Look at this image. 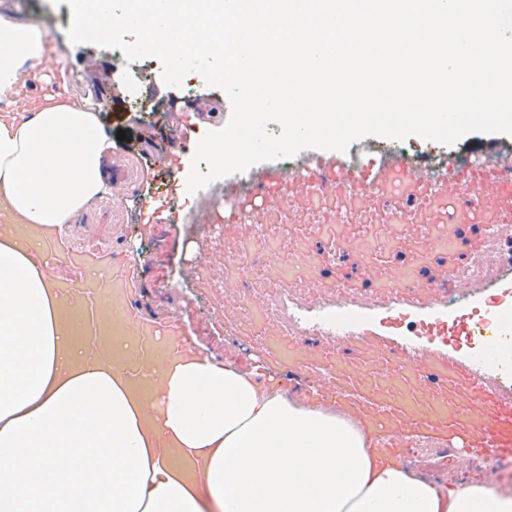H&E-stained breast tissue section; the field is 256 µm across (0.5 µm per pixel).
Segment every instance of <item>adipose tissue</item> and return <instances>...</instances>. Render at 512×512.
<instances>
[{
  "label": "adipose tissue",
  "instance_id": "obj_1",
  "mask_svg": "<svg viewBox=\"0 0 512 512\" xmlns=\"http://www.w3.org/2000/svg\"><path fill=\"white\" fill-rule=\"evenodd\" d=\"M51 39L0 13V512H512V488L454 486L378 453L334 406L185 342L136 394L124 365L79 349L40 252L111 192L112 133L56 93L9 109Z\"/></svg>",
  "mask_w": 512,
  "mask_h": 512
}]
</instances>
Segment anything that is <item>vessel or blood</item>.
<instances>
[{"instance_id": "1", "label": "vessel or blood", "mask_w": 512, "mask_h": 512, "mask_svg": "<svg viewBox=\"0 0 512 512\" xmlns=\"http://www.w3.org/2000/svg\"><path fill=\"white\" fill-rule=\"evenodd\" d=\"M330 177L336 187V215H370L372 223L388 228L389 236L377 244L337 239L350 249L373 276L371 306L435 308L434 287L419 283L416 266L391 268L387 257L393 247L409 242V232L423 228V249L453 250L454 225L477 222L490 226L512 222V185L492 177H473L449 169L450 189H436L421 168L403 157H389L376 171L353 168L341 159L325 160L323 166L305 167L299 179L279 169L260 167L255 181L266 187L263 213L272 203L288 210H313L319 201L316 186ZM320 257L308 249L289 253L269 250L265 273L270 284L281 287L303 280L313 298L344 303L360 298L356 284L342 279L327 282L319 272ZM249 265V255L238 250L224 257V289L233 291L238 276ZM461 295L475 294L492 276L484 279L445 271ZM94 286L97 303L91 318L80 330L113 349L137 345L141 354L158 349L176 357L178 345L160 323L133 316L126 309L130 285L121 272L94 283L62 284L65 295ZM246 314L244 335H265L261 349L275 363L296 371L317 374L321 398L334 399L358 426L372 432L380 452L403 460L407 442L419 433L436 436L441 445L461 459L512 457V394L495 379L486 377L476 363L458 361L445 352L426 349L416 355L391 340L364 331L336 336L325 346L311 347L298 332L263 302L241 300Z\"/></svg>"}]
</instances>
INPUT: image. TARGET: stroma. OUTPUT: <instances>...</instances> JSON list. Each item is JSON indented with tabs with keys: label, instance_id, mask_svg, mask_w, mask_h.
Masks as SVG:
<instances>
[{
	"label": "stroma",
	"instance_id": "1",
	"mask_svg": "<svg viewBox=\"0 0 512 512\" xmlns=\"http://www.w3.org/2000/svg\"><path fill=\"white\" fill-rule=\"evenodd\" d=\"M19 17L48 28L56 54L66 57L65 71L52 68L39 82L24 85L11 107L23 110L28 101L61 90L80 102L101 108L112 130L126 129L128 138L116 141L105 161L110 179L117 181L119 195L95 200L62 230V249L45 246L43 254L52 261L56 280H85L89 270L119 269L132 283L129 310L137 317L170 327L175 335L196 336L199 344L219 361L231 359L244 368L262 364L260 339L238 331L241 314L224 310V223L174 224L167 210L148 212L154 199H174L180 212L197 208L209 199L208 190L188 193L184 181L172 178L171 169H183L192 150L184 148L177 127L201 122L202 132L223 128L231 116V104L223 90L208 85L166 86L163 65L155 58L127 62L121 50L94 44H71L67 30L72 11L68 4L52 5L50 0H0ZM156 94L148 99L146 111L130 108L129 102L145 87ZM420 161L447 155L458 163L472 155L495 157L512 154V136L472 133L455 145L424 143L412 137ZM171 157L172 167L157 168L154 151ZM78 263H70V256ZM474 304L463 305L448 332L422 328L428 348L438 349L466 360V346L472 337ZM410 460L426 458L434 465L433 478L494 480L512 487V471L498 464L466 470L441 445L424 439L410 443Z\"/></svg>",
	"mask_w": 512,
	"mask_h": 512
}]
</instances>
